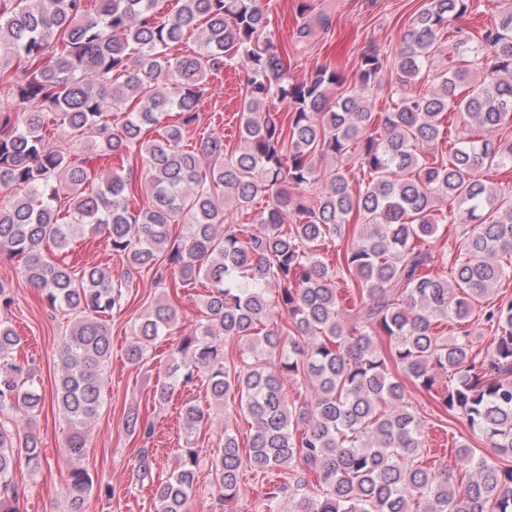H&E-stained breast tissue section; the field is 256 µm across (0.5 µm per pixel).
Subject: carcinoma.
I'll use <instances>...</instances> for the list:
<instances>
[{"mask_svg":"<svg viewBox=\"0 0 512 512\" xmlns=\"http://www.w3.org/2000/svg\"><path fill=\"white\" fill-rule=\"evenodd\" d=\"M179 2L162 14L156 0H0V85L24 107L20 120L0 109V192L8 195L0 257L22 258L26 282L71 316L55 395L72 429L70 459L86 454L112 353L105 318L125 298L104 269L76 272L47 257L48 246L64 250L89 230L107 235L127 275L169 271L171 294L134 325L133 365L177 324L173 299L204 283V321L159 361L154 400L167 404L203 374L215 405L231 401L251 420L248 452L227 425L213 452L224 505L237 499L243 467L298 464L307 476L269 488L262 512H282L285 501L288 512H413L419 498L424 512H512V466L500 463L512 457V299H495L512 277V192L484 179L486 170L512 169V4L494 28L456 27L445 41L444 31L481 4L425 0L393 61L366 51L345 89L326 67L308 82L288 79L284 49L262 36L261 0ZM194 33L199 50L172 53ZM448 51L458 65L432 72ZM234 64L247 72L238 145L217 135L187 143L205 77ZM389 67L396 76L386 84ZM382 88L389 111L375 114L366 98ZM276 100L286 115L272 110ZM172 111L179 119L165 122ZM48 119L69 146L47 140ZM85 146L144 159L147 203L129 208L125 169L92 174L75 164L71 151ZM353 152L356 190L342 170ZM328 158L333 164L321 166ZM259 198L255 233L225 214ZM449 224L470 230L448 254V278L434 272L428 243ZM477 310L494 330L483 356L471 330L438 333L439 322ZM226 340L240 346L233 367ZM20 342L0 316V413L29 421L45 396L33 361L16 355ZM285 376L311 380L310 398L288 402ZM409 382L491 448L490 456L465 442L455 449L472 472L466 484L419 464L427 421L409 401ZM204 417L192 401L182 405L185 447L176 469L152 483L156 512H188ZM47 464L37 435L0 422V512H18L13 471ZM92 489L86 470L70 469L68 512H85Z\"/></svg>","mask_w":512,"mask_h":512,"instance_id":"obj_1","label":"carcinoma"}]
</instances>
